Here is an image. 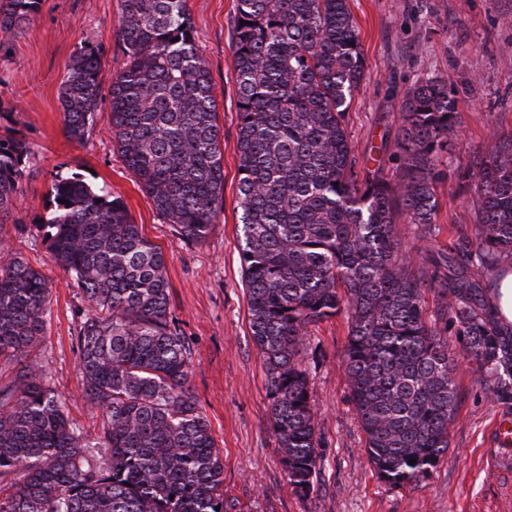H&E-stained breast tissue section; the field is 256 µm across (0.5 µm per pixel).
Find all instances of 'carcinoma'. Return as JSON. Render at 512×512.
Instances as JSON below:
<instances>
[{"label":"carcinoma","mask_w":512,"mask_h":512,"mask_svg":"<svg viewBox=\"0 0 512 512\" xmlns=\"http://www.w3.org/2000/svg\"><path fill=\"white\" fill-rule=\"evenodd\" d=\"M41 6L0 0V38ZM119 33L112 136L156 212L180 239L202 242L222 206L224 162L188 0H121ZM233 37L240 261L288 484L307 496L322 462L298 354L310 326L340 314L349 319L343 362L368 459L392 485L422 481L448 453L458 405L441 322L457 326L495 399L512 401V329L471 275L512 264V142L494 141L469 174L471 234L431 260L446 296L433 322L424 273L394 224L401 212L430 234L436 161L456 122L448 85L429 79L406 100L398 179L362 175L345 127L364 75L348 0H236ZM100 57L82 50L63 84L74 140L93 121ZM25 158L21 141L0 138V220L15 205ZM52 192L55 209L36 228L89 304L79 369L103 421L94 435L73 427L45 368L21 366L0 386V512H226L224 461L190 393L191 352L170 318L163 250L121 199L79 174L56 178ZM49 290L40 271L0 249V362L42 341Z\"/></svg>","instance_id":"cac0c4a2"}]
</instances>
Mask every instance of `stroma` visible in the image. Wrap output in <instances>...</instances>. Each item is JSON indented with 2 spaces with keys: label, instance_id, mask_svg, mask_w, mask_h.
<instances>
[{
  "label": "stroma",
  "instance_id": "obj_1",
  "mask_svg": "<svg viewBox=\"0 0 512 512\" xmlns=\"http://www.w3.org/2000/svg\"><path fill=\"white\" fill-rule=\"evenodd\" d=\"M349 7L365 58L345 117L358 169L395 177L402 106L419 84L443 79L457 99L458 124L436 162L431 233L419 237L406 216L396 219L402 247L419 266L471 232L476 215L461 187L491 140L512 141V0H349ZM188 8L210 68L224 152L223 204L200 243L181 240L156 212L112 140L109 88L122 60L120 0H43L40 12L0 45V138H17L28 151L0 240L50 282L44 336L29 357L45 366L72 425L93 434L102 422L79 373L77 336L89 306L51 261L36 226L55 207V177L77 172L120 197L132 222L164 252L170 313L192 354L191 392L224 460L227 512H512V447L495 440L500 419L512 418V403L496 400L476 378L466 342L453 330L447 339L459 400L447 456L417 483L393 486L376 475L347 390L344 315L313 326L302 352L323 461L309 495L293 492L269 425L265 368L251 339L240 263L235 0H188ZM86 46L102 52L101 92L77 141L64 127L61 87Z\"/></svg>",
  "mask_w": 512,
  "mask_h": 512
}]
</instances>
